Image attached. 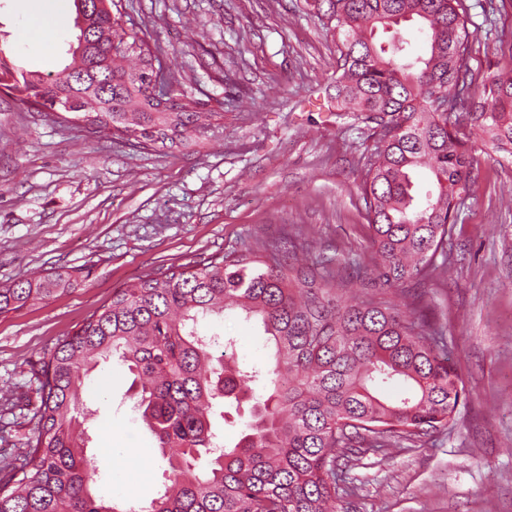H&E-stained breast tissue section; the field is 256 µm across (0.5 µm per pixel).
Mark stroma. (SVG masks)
<instances>
[{"label": "stroma", "instance_id": "obj_1", "mask_svg": "<svg viewBox=\"0 0 512 512\" xmlns=\"http://www.w3.org/2000/svg\"><path fill=\"white\" fill-rule=\"evenodd\" d=\"M112 16L146 48L161 46L181 91L224 115L194 152L162 153L88 135L0 90V283L72 273L75 288L0 315V453L26 447L41 404L34 372L115 289L299 233L309 258L343 274L370 256L359 184L374 140L364 120L327 109L339 57L335 32L306 0H115ZM496 47L472 66L512 63V0L485 20ZM74 0H0V49L18 67L56 73L77 30ZM475 195L448 239L451 277L419 292L446 336L466 395L449 426L344 470L345 512H512V163L474 140ZM234 337L232 365L269 367L257 320L229 311L201 325ZM117 360L85 379L82 423L96 492L141 505L168 464L134 409Z\"/></svg>", "mask_w": 512, "mask_h": 512}]
</instances>
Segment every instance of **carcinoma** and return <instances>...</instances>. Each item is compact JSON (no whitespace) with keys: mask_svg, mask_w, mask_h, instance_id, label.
<instances>
[{"mask_svg":"<svg viewBox=\"0 0 512 512\" xmlns=\"http://www.w3.org/2000/svg\"><path fill=\"white\" fill-rule=\"evenodd\" d=\"M325 17L339 40L336 111L371 114L381 128L361 182L372 248L357 268L361 288L345 296L349 282L302 262L286 237L116 289L43 358L33 437L0 462V512H336L350 492L343 465L454 418L463 381L410 285L451 267L448 225L480 178L461 122L512 158V67L471 66L481 40L465 0H329ZM406 23L424 34L415 58L400 31ZM380 31L391 33L385 45ZM116 42L133 47L137 34L100 12L69 42L71 62L55 75L2 65L0 75L14 79L22 103L42 100L48 117L59 93L96 97V132L142 149L186 150L224 119L194 110L185 94L155 101L144 72L161 48L114 55ZM445 98L448 109L437 111ZM76 284L51 273L0 286V314ZM227 310L259 319L273 344L262 383L214 355L199 332ZM111 357L138 382L137 408L169 466L163 492L138 508L96 495L80 430L83 379ZM392 383L402 390L387 400ZM221 401L249 405L231 447L219 444L211 421Z\"/></svg>","mask_w":512,"mask_h":512,"instance_id":"cac0c4a2","label":"carcinoma"}]
</instances>
